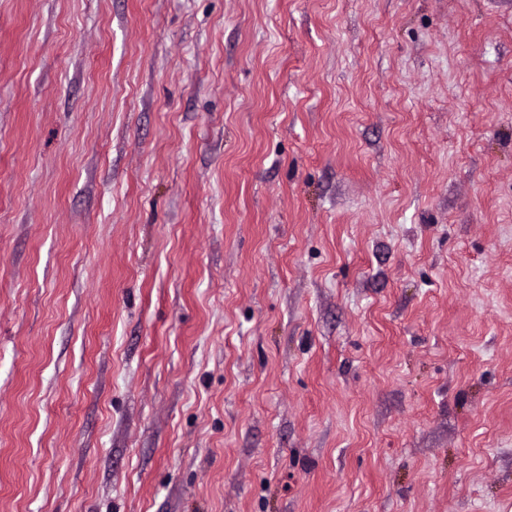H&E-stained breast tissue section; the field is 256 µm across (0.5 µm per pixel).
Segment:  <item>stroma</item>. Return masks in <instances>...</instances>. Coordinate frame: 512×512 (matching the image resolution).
Here are the masks:
<instances>
[{
    "label": "stroma",
    "instance_id": "obj_1",
    "mask_svg": "<svg viewBox=\"0 0 512 512\" xmlns=\"http://www.w3.org/2000/svg\"><path fill=\"white\" fill-rule=\"evenodd\" d=\"M0 512H512V0H0Z\"/></svg>",
    "mask_w": 512,
    "mask_h": 512
}]
</instances>
